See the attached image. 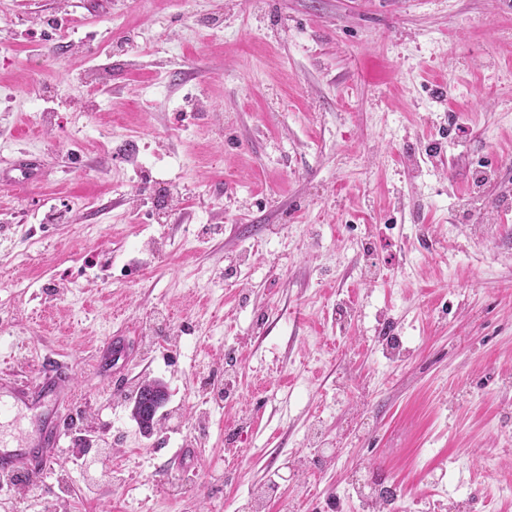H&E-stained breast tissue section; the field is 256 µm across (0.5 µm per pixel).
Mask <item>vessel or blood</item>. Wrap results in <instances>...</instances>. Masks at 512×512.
<instances>
[{
  "mask_svg": "<svg viewBox=\"0 0 512 512\" xmlns=\"http://www.w3.org/2000/svg\"><path fill=\"white\" fill-rule=\"evenodd\" d=\"M44 377L31 384H0V420L26 409L40 419L38 439L10 441L0 435V477L43 474L52 464L51 451L67 434L72 376L53 361L42 364Z\"/></svg>",
  "mask_w": 512,
  "mask_h": 512,
  "instance_id": "b4317fda",
  "label": "vessel or blood"
}]
</instances>
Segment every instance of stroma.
Wrapping results in <instances>:
<instances>
[{"label":"stroma","instance_id":"obj_1","mask_svg":"<svg viewBox=\"0 0 512 512\" xmlns=\"http://www.w3.org/2000/svg\"><path fill=\"white\" fill-rule=\"evenodd\" d=\"M0 320L76 387L0 512H512V0H0ZM155 391L163 394L160 402H154L153 400V392ZM166 396L164 385L157 380L143 382L131 396V415L143 433L147 434L150 430L156 429L159 421L157 419L158 411L163 407ZM356 495L362 512L369 511V503L374 506L373 511H391L392 503L398 497L395 490L391 496H384L382 487L379 488L370 479L357 488Z\"/></svg>","mask_w":512,"mask_h":512}]
</instances>
